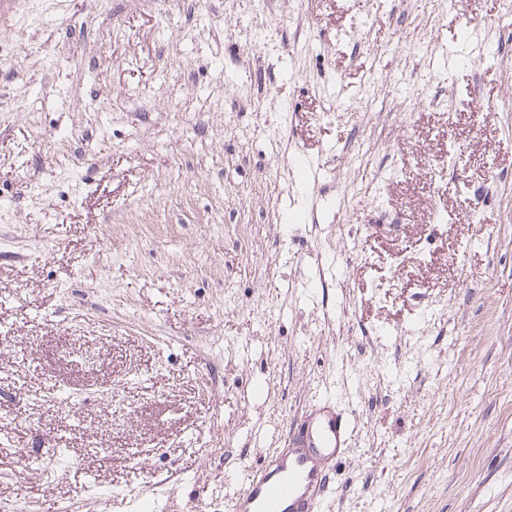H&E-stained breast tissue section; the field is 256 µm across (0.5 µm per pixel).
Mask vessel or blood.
<instances>
[{
  "instance_id": "vessel-or-blood-1",
  "label": "vessel or blood",
  "mask_w": 512,
  "mask_h": 512,
  "mask_svg": "<svg viewBox=\"0 0 512 512\" xmlns=\"http://www.w3.org/2000/svg\"><path fill=\"white\" fill-rule=\"evenodd\" d=\"M352 433L350 414L333 399L313 401L285 445L250 470L232 512H319L328 486L322 462L338 459Z\"/></svg>"
}]
</instances>
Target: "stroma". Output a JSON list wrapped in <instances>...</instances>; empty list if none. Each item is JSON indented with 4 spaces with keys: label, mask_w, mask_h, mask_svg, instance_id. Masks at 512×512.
Here are the masks:
<instances>
[{
    "label": "stroma",
    "mask_w": 512,
    "mask_h": 512,
    "mask_svg": "<svg viewBox=\"0 0 512 512\" xmlns=\"http://www.w3.org/2000/svg\"><path fill=\"white\" fill-rule=\"evenodd\" d=\"M16 27L0 512H230L325 394L355 433L320 512H512L506 0H25Z\"/></svg>",
    "instance_id": "35a3bbf8"
}]
</instances>
